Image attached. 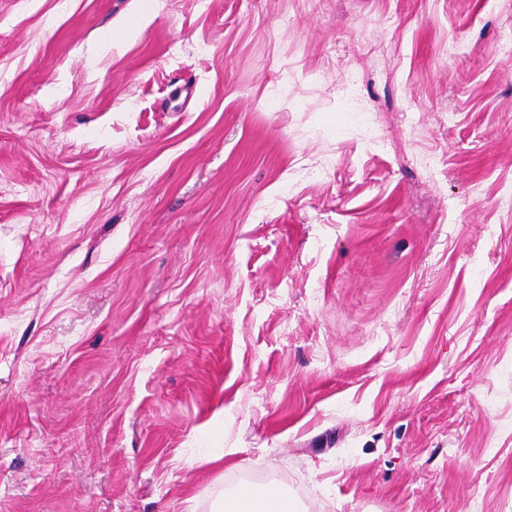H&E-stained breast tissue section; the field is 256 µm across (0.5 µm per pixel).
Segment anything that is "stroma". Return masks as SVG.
I'll list each match as a JSON object with an SVG mask.
<instances>
[{
    "instance_id": "stroma-1",
    "label": "stroma",
    "mask_w": 512,
    "mask_h": 512,
    "mask_svg": "<svg viewBox=\"0 0 512 512\" xmlns=\"http://www.w3.org/2000/svg\"><path fill=\"white\" fill-rule=\"evenodd\" d=\"M512 512V0H0V512ZM278 491L274 488L267 487L265 489H254L249 486H242L235 490L232 494L222 499L221 507L216 511L221 512H294V506L288 500V497L278 496ZM244 497H250L254 501L253 510H241L240 502ZM269 502L276 503V508L268 509L266 506Z\"/></svg>"
}]
</instances>
